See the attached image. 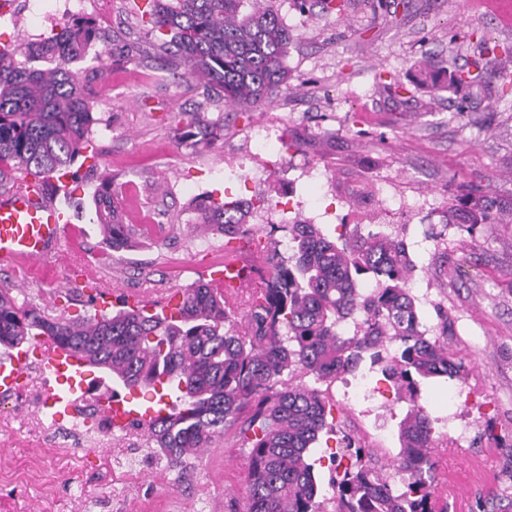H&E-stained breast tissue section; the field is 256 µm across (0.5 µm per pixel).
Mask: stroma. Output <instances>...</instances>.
<instances>
[{
    "label": "stroma",
    "instance_id": "stroma-1",
    "mask_svg": "<svg viewBox=\"0 0 512 512\" xmlns=\"http://www.w3.org/2000/svg\"><path fill=\"white\" fill-rule=\"evenodd\" d=\"M293 29L289 87L248 111L207 98L194 80L175 78L176 56L158 54L132 0H113L103 30L120 49L98 65L122 73L93 100L99 119L93 148L67 177L57 202L70 223L60 250L42 263H0V288L51 315L73 319L99 311L84 294L95 281L108 309L127 295L177 290L211 280L225 238L188 227L185 204L214 197L267 199L251 221L263 239L284 237L302 218L333 234L342 219L405 226L417 268L412 291L427 327L448 311V349L465 368L462 381L422 388L428 412L447 422L433 451L435 499L448 512H512V104L460 92L416 88L419 62L433 57L468 65L474 32L512 43V24L481 0H355L342 18L316 0H273ZM44 0L10 5L0 17V48L47 33ZM396 74L408 93L390 97L376 81ZM223 117L211 146H191L187 115ZM278 128L291 148L258 152L255 136ZM114 178L127 201L138 247L103 253L92 221L101 177ZM469 186L494 205L485 223L448 221V205ZM387 194L399 209L371 206ZM43 376L29 366L24 392L0 397V512H237L248 483L247 451L226 434L194 466L178 470L134 432H72L26 392ZM370 403L334 384L335 414L383 458L398 453L406 413L393 389L372 374Z\"/></svg>",
    "mask_w": 512,
    "mask_h": 512
}]
</instances>
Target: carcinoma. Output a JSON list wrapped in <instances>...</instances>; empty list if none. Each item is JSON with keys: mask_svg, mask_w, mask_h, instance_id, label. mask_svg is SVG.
Listing matches in <instances>:
<instances>
[{"mask_svg": "<svg viewBox=\"0 0 512 512\" xmlns=\"http://www.w3.org/2000/svg\"><path fill=\"white\" fill-rule=\"evenodd\" d=\"M137 16L156 36L157 48L174 46L184 77L197 79L209 98L247 108L270 102L288 84L286 58L294 36L272 0H143ZM99 35L76 18L58 33L25 44L24 60L0 50V189L31 177L51 181L90 145L96 122L89 98L105 80L97 66L82 70ZM465 69L447 72L435 92L466 88L484 99H507L485 80L483 61L512 46L483 36ZM192 145L209 144L224 117L191 116ZM103 244L132 243L117 187L104 179L93 194ZM491 202L468 194L448 207L450 224H482ZM251 200L217 202L202 195L188 208L190 223L205 224L229 239L258 236L249 227ZM336 238L316 224L288 225L291 255L269 257V281L242 314L205 283L180 291L173 313L142 306L71 320L49 317L0 289V346L17 349L33 340L82 353L100 379L126 388L177 393L176 403L148 423L147 444L174 468L190 465L234 429L247 448L249 482L243 512H435L431 449L442 437L422 402L426 380L463 379L448 351V315L438 332L422 328L411 284L415 265L398 231L356 224ZM353 332L342 330L347 322ZM379 368L396 400L407 404L398 425L400 450L379 463L371 448L342 433L329 456L330 498L321 494L310 454L319 435L336 431L333 406L321 385L363 366ZM310 377L313 383L305 378ZM400 472L392 481L389 470Z\"/></svg>", "mask_w": 512, "mask_h": 512, "instance_id": "cac0c4a2", "label": "carcinoma"}]
</instances>
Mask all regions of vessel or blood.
<instances>
[{
  "label": "vessel or blood",
  "mask_w": 512,
  "mask_h": 512,
  "mask_svg": "<svg viewBox=\"0 0 512 512\" xmlns=\"http://www.w3.org/2000/svg\"><path fill=\"white\" fill-rule=\"evenodd\" d=\"M69 222L66 213L53 202L44 182L29 181L25 188L0 194V262L23 265L49 259L58 248ZM255 243L245 239L231 241L224 247L222 270L214 279L228 293L248 287L252 271L248 257ZM37 358L45 372L49 411L68 401L69 395L88 387L86 364L79 352L60 348L34 347L10 363L0 364V394L16 391L30 358ZM103 413L112 430L125 429L131 421L149 422L155 407L136 406L118 396L102 400Z\"/></svg>",
  "instance_id": "1"
}]
</instances>
